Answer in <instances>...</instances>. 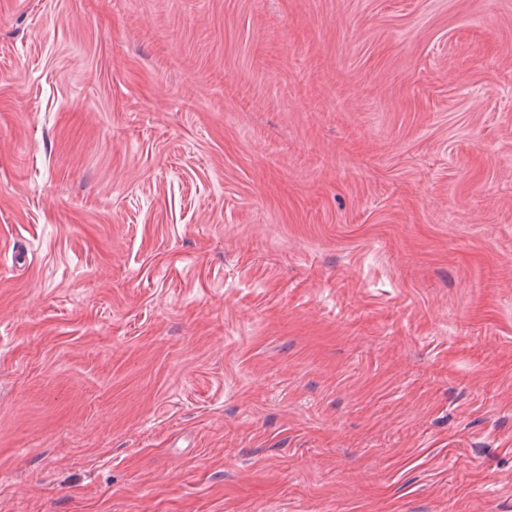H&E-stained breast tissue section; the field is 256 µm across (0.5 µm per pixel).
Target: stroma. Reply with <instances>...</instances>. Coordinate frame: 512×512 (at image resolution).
Returning a JSON list of instances; mask_svg holds the SVG:
<instances>
[{"mask_svg":"<svg viewBox=\"0 0 512 512\" xmlns=\"http://www.w3.org/2000/svg\"><path fill=\"white\" fill-rule=\"evenodd\" d=\"M0 512H512V0H0Z\"/></svg>","mask_w":512,"mask_h":512,"instance_id":"35a3bbf8","label":"stroma"}]
</instances>
